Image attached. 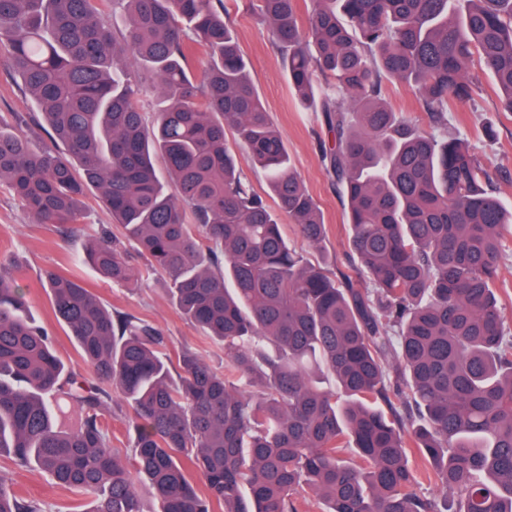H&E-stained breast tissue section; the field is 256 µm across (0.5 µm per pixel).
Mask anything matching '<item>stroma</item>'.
Returning a JSON list of instances; mask_svg holds the SVG:
<instances>
[{"instance_id":"35a3bbf8","label":"stroma","mask_w":512,"mask_h":512,"mask_svg":"<svg viewBox=\"0 0 512 512\" xmlns=\"http://www.w3.org/2000/svg\"><path fill=\"white\" fill-rule=\"evenodd\" d=\"M225 2L239 45L249 61L251 78L282 136L300 179L317 201L329 228L326 251L310 249L306 255L311 260H324L339 269H347L346 206L336 184L325 174L320 163V145L329 139L321 115L304 111L299 104L288 83L269 27L245 6L236 5L234 0ZM482 81L485 91L478 108H453L448 114V133L477 142V150L494 186L504 201L512 202V114L495 111L497 95L494 82L487 75ZM488 121L494 125L496 140L484 145L478 143L477 138L482 125ZM111 221L96 191H89L83 199L82 230L65 239L57 235L53 226L31 223L21 203L7 187L0 186V254L15 261L18 284L28 302V313L47 329L57 353L69 367L83 370L84 364L75 341L69 336L66 326L54 316L49 291L37 276L38 269L45 266L73 271L109 309L139 313L153 320L168 337L171 351L198 350L209 365L223 367V350L202 345L198 331L181 315L165 284L115 286L81 263L88 236ZM0 482L17 493L39 500L47 512H72L74 507L89 501L88 496L55 484L47 475L15 466L6 458L0 459Z\"/></svg>"}]
</instances>
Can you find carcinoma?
Listing matches in <instances>:
<instances>
[{
    "label": "carcinoma",
    "instance_id": "1",
    "mask_svg": "<svg viewBox=\"0 0 512 512\" xmlns=\"http://www.w3.org/2000/svg\"><path fill=\"white\" fill-rule=\"evenodd\" d=\"M108 2L0 0V50L38 108L0 115V186L63 236L97 189L112 224L85 261L115 284L166 280L228 360L171 354L155 322L45 268L89 368L77 372L0 255V457L88 495L84 512H143L144 497L154 512H512L499 295L512 206L468 140L438 134L482 96L480 70L512 113V0H318L305 29L295 0L249 3L333 135L320 163L347 202L351 275L308 262L283 232L285 215L320 251L328 225L224 0H116L110 22ZM388 79L418 90L434 132L387 103ZM241 152L275 206L242 176ZM116 396L123 448L105 421ZM425 480L456 507L419 495ZM0 512L46 510L0 481Z\"/></svg>",
    "mask_w": 512,
    "mask_h": 512
}]
</instances>
